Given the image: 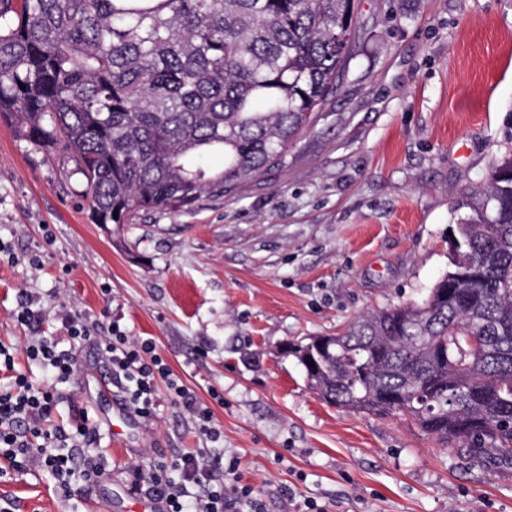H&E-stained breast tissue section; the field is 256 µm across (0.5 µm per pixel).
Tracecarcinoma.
<instances>
[{
	"label": "carcinoma",
	"mask_w": 512,
	"mask_h": 512,
	"mask_svg": "<svg viewBox=\"0 0 512 512\" xmlns=\"http://www.w3.org/2000/svg\"><path fill=\"white\" fill-rule=\"evenodd\" d=\"M356 0H0V116L62 145L98 224L222 196L284 163L350 56ZM212 151L224 169L190 161ZM448 270L290 352L327 403L402 413L512 465V157L462 194Z\"/></svg>",
	"instance_id": "cac0c4a2"
}]
</instances>
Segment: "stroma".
Instances as JSON below:
<instances>
[{
	"instance_id": "stroma-1",
	"label": "stroma",
	"mask_w": 512,
	"mask_h": 512,
	"mask_svg": "<svg viewBox=\"0 0 512 512\" xmlns=\"http://www.w3.org/2000/svg\"><path fill=\"white\" fill-rule=\"evenodd\" d=\"M353 56L282 166L191 208L96 224L82 177L57 146L34 148L0 118V343L30 372L33 300L42 328L65 315L95 333L150 338L208 406L217 442L159 384L147 431L112 433L123 400L89 347L63 387L97 422L111 478L65 498L39 473L0 481L14 512H128L127 466L215 447L265 512H512V466L450 452L401 415L324 402L284 346L356 317L422 301L448 268L454 202L512 153V0H358ZM293 488L287 497L285 488Z\"/></svg>"
}]
</instances>
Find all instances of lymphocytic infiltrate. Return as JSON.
<instances>
[{"label":"lymphocytic infiltrate","mask_w":512,"mask_h":512,"mask_svg":"<svg viewBox=\"0 0 512 512\" xmlns=\"http://www.w3.org/2000/svg\"><path fill=\"white\" fill-rule=\"evenodd\" d=\"M68 337L78 345L89 344L112 375L123 383L126 402L145 422H153L157 407V382L166 380L173 401L192 417L201 433L217 438L209 408L199 405L184 386L170 377V371L151 341H134L119 325H111L107 335L92 334L89 326L76 318L65 321ZM26 353L42 370L35 381L14 374V356L0 346V369L10 371L8 382L0 385V479L41 472L52 477L65 493L75 485L93 489L106 478L103 457L95 442L98 433L87 409L81 408L59 424L56 411L66 384L77 371L72 351L63 350L51 336L30 337ZM212 453L202 448L148 467L130 465V491L163 503L165 512H264L255 488L236 481L232 492L209 479ZM200 494H191V487Z\"/></svg>","instance_id":"1"}]
</instances>
